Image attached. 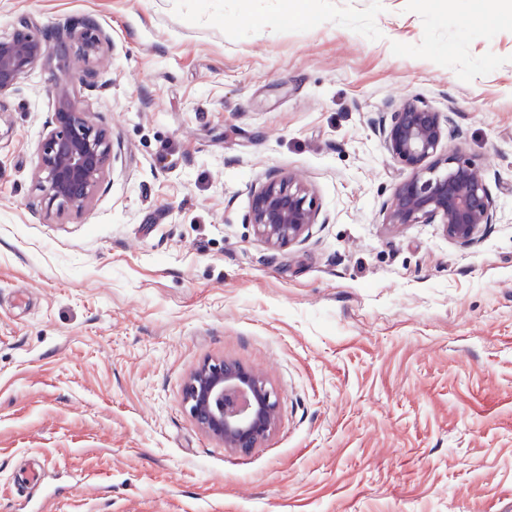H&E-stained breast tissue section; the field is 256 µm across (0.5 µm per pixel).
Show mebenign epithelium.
Here are the masks:
<instances>
[{"label": "benign epithelium", "mask_w": 512, "mask_h": 512, "mask_svg": "<svg viewBox=\"0 0 512 512\" xmlns=\"http://www.w3.org/2000/svg\"><path fill=\"white\" fill-rule=\"evenodd\" d=\"M110 36L92 17L70 19L40 32L28 20L0 39V97L49 57L76 51L94 57ZM54 128L38 151L36 177L48 204L59 212L83 211L117 157L110 132L77 109L66 87L52 90ZM390 116L373 121L375 134L390 156L410 169L386 209L384 223L394 227L439 221L448 239L469 247L483 226L495 219L489 189L473 162L460 151L437 158L445 137L442 115L417 100L389 103ZM249 223L270 248L306 239L319 223L313 195L291 177L269 172L253 191ZM279 397L260 373L241 364L211 358L185 380L182 407L205 435L234 453H247L274 431Z\"/></svg>", "instance_id": "benign-epithelium-1"}]
</instances>
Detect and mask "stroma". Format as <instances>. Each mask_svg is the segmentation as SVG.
I'll return each mask as SVG.
<instances>
[{"instance_id":"obj_1","label":"stroma","mask_w":512,"mask_h":512,"mask_svg":"<svg viewBox=\"0 0 512 512\" xmlns=\"http://www.w3.org/2000/svg\"><path fill=\"white\" fill-rule=\"evenodd\" d=\"M83 16L109 49L0 99V512H512V0H0V37ZM56 85L121 152L80 213L35 176ZM403 100L482 171L474 246L384 222ZM270 171L323 218L278 250ZM210 357L279 395L248 454L182 409Z\"/></svg>"}]
</instances>
